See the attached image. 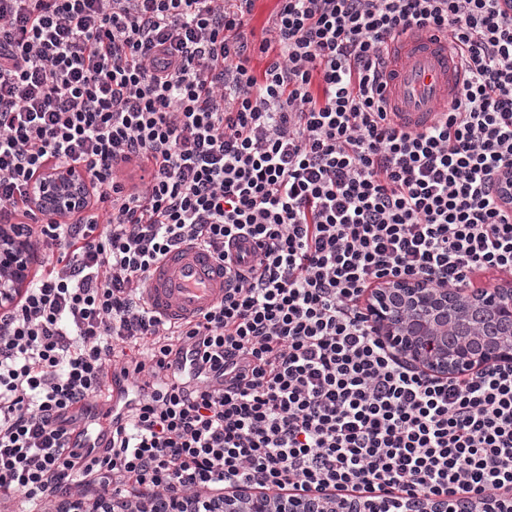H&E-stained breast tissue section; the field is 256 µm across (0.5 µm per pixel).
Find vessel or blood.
<instances>
[{
	"instance_id": "vessel-or-blood-1",
	"label": "vessel or blood",
	"mask_w": 512,
	"mask_h": 512,
	"mask_svg": "<svg viewBox=\"0 0 512 512\" xmlns=\"http://www.w3.org/2000/svg\"><path fill=\"white\" fill-rule=\"evenodd\" d=\"M462 79L458 59L442 33L413 30L391 43L384 74L391 119L408 130L432 124ZM228 277L205 250L180 247L160 261L145 297L162 319H193L221 299Z\"/></svg>"
}]
</instances>
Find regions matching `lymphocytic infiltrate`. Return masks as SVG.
<instances>
[{"mask_svg":"<svg viewBox=\"0 0 512 512\" xmlns=\"http://www.w3.org/2000/svg\"><path fill=\"white\" fill-rule=\"evenodd\" d=\"M0 0V223L75 162L97 213L31 229L46 275L0 312V512L247 486L512 491V366L401 363L362 303L391 277L512 273V0ZM446 34L463 80L420 131L381 95L391 41ZM252 239L250 254L231 251ZM231 278L197 321L150 310L179 246ZM133 391L113 409L109 380ZM113 415L104 448L71 430ZM279 0H256L254 9L248 17L246 31L254 32V43H259L262 38L263 28L267 26L270 16L279 8Z\"/></svg>","mask_w":512,"mask_h":512,"instance_id":"f902f5d3","label":"lymphocytic infiltrate"}]
</instances>
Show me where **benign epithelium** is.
<instances>
[{
  "label": "benign epithelium",
  "mask_w": 512,
  "mask_h": 512,
  "mask_svg": "<svg viewBox=\"0 0 512 512\" xmlns=\"http://www.w3.org/2000/svg\"><path fill=\"white\" fill-rule=\"evenodd\" d=\"M89 181L77 163L48 170L29 190L30 205L38 213L71 216L84 209ZM34 262L24 231L0 228V310L22 297ZM369 318L383 337L408 363L437 376L459 375L486 366L512 363V282L479 288L469 294L436 288L423 279L385 282L369 300ZM186 502L151 499L139 504L143 512H183ZM224 512H387V501L364 494L321 497L302 492L270 498L253 488L224 493L217 504ZM407 512H471L459 498H430L410 502ZM477 512H512V494L487 497Z\"/></svg>",
  "instance_id": "1"
}]
</instances>
